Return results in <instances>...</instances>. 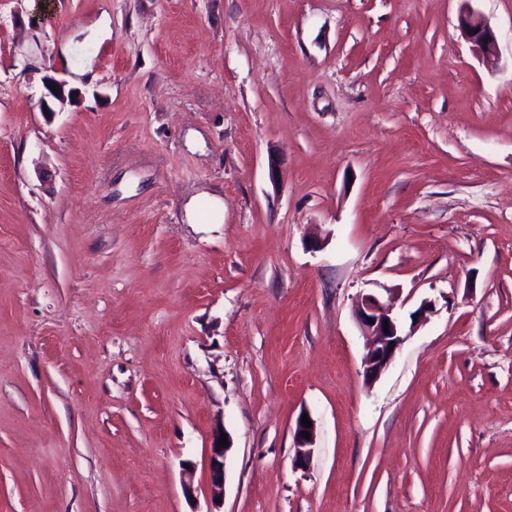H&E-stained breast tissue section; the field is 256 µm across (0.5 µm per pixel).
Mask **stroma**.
<instances>
[{"label":"stroma","mask_w":512,"mask_h":512,"mask_svg":"<svg viewBox=\"0 0 512 512\" xmlns=\"http://www.w3.org/2000/svg\"><path fill=\"white\" fill-rule=\"evenodd\" d=\"M218 428L222 512H512V0H0V512H209ZM463 25L468 39L481 52L483 62L488 66H495L499 56L498 42L489 23L473 10H468L464 15ZM355 316L368 337L363 358L364 377L367 382H375L392 362L407 335H403L400 325L392 315V310L376 294H362L356 300ZM373 320V323L369 322ZM384 320H388L389 332L384 331ZM394 343V346H391ZM303 416V413L299 415V417L296 420L295 424V430H294V437L296 440V446H295V458L298 463H300L302 466L307 465L310 457L313 454L314 450V444H315V423L314 420L311 418V416L308 414L309 420L312 423V426L310 428H306L303 426L301 418ZM304 432L310 433V439H307L305 436H303ZM225 434V433H223ZM221 434V435H223ZM221 435H218L215 438L213 445L210 448V477H211V486L213 488V498L212 503L214 505H219L216 502V499H220V503L224 500V462L227 456V453L231 449L230 439L227 437L228 447L218 446V440L221 439Z\"/></svg>","instance_id":"obj_1"}]
</instances>
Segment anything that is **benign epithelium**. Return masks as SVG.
I'll return each mask as SVG.
<instances>
[{
	"mask_svg": "<svg viewBox=\"0 0 512 512\" xmlns=\"http://www.w3.org/2000/svg\"><path fill=\"white\" fill-rule=\"evenodd\" d=\"M463 25L468 39L479 49L482 60L493 67L498 61L497 37L489 23L476 12L469 10L463 18ZM355 316L368 337L366 353L363 358L364 377L368 382L376 381L392 362L406 340L400 325L392 315V310L376 294H363L355 304ZM389 323V331H384V323ZM310 433V437L303 433ZM294 437L296 440L295 458L298 463L307 465L313 454L315 444V427L306 428L301 420H296ZM228 447L213 443L210 448V477L214 490L213 499H224V462Z\"/></svg>",
	"mask_w": 512,
	"mask_h": 512,
	"instance_id": "7a95c632",
	"label": "benign epithelium"
}]
</instances>
